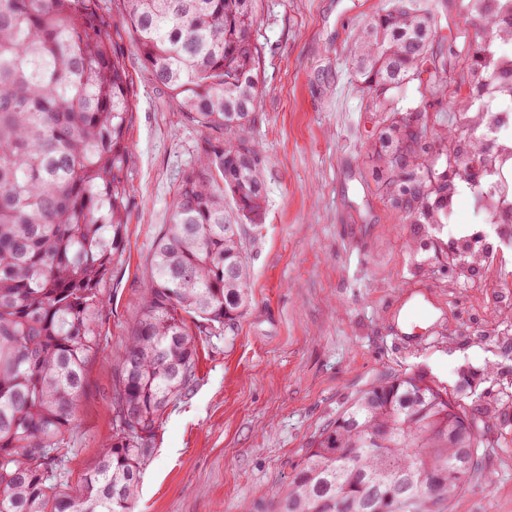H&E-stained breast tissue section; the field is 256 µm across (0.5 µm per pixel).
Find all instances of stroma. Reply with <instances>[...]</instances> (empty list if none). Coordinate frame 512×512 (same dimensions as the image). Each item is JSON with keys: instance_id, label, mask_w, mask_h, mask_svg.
Instances as JSON below:
<instances>
[{"instance_id": "stroma-1", "label": "stroma", "mask_w": 512, "mask_h": 512, "mask_svg": "<svg viewBox=\"0 0 512 512\" xmlns=\"http://www.w3.org/2000/svg\"><path fill=\"white\" fill-rule=\"evenodd\" d=\"M434 15L429 53L457 74L470 0H415ZM388 0H261L257 121L265 220L245 227L251 304L232 330L196 339L195 377L168 408L134 512H268L309 441L363 390L416 372L475 417L481 469L450 512H512V314L480 309L457 284L447 231L413 224L389 202L368 111L348 55ZM134 84L126 250L112 268L101 351L87 365L59 480L73 485L112 437L110 397L139 316L153 241L196 157L200 129L126 50ZM411 79L403 106L426 101L430 130L451 112Z\"/></svg>"}]
</instances>
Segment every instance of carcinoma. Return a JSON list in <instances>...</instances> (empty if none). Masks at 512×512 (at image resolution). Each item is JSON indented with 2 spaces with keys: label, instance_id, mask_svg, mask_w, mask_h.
Masks as SVG:
<instances>
[{
  "label": "carcinoma",
  "instance_id": "1",
  "mask_svg": "<svg viewBox=\"0 0 512 512\" xmlns=\"http://www.w3.org/2000/svg\"><path fill=\"white\" fill-rule=\"evenodd\" d=\"M0 0V512H133L142 467L168 408L189 389L194 336L231 329L247 311L246 224L264 219L256 121L258 0ZM485 38L467 49L449 93L453 114L479 113L463 87L485 92L487 42L512 41V0H474ZM201 128L197 159L175 189L156 236L139 318L112 388L114 433L76 486L58 469L100 349L112 263L125 251L133 119L123 38ZM435 19L389 0L358 32L351 56L371 110L402 114L379 136L391 202L413 224L448 223V170L481 142L424 130L426 107L395 103L431 71ZM473 420L420 374L361 392L314 437L273 512H447L479 470Z\"/></svg>",
  "mask_w": 512,
  "mask_h": 512
}]
</instances>
